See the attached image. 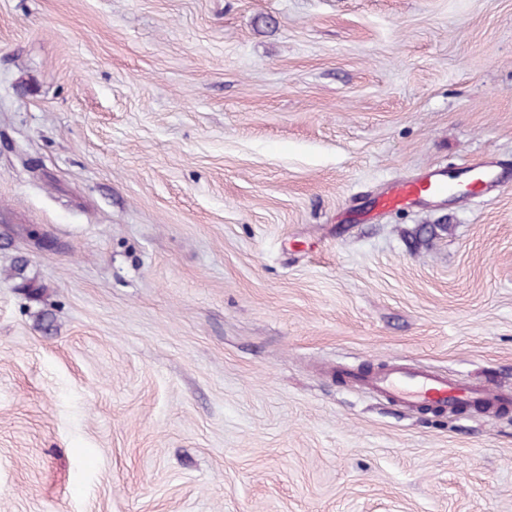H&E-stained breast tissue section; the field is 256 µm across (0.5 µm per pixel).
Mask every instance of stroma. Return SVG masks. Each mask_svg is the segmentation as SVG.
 Returning a JSON list of instances; mask_svg holds the SVG:
<instances>
[{
	"label": "stroma",
	"mask_w": 512,
	"mask_h": 512,
	"mask_svg": "<svg viewBox=\"0 0 512 512\" xmlns=\"http://www.w3.org/2000/svg\"><path fill=\"white\" fill-rule=\"evenodd\" d=\"M477 158L512 0H0V512H512V409L345 379L512 395V177L372 208ZM445 174L428 167L419 177L407 181H395L377 199L384 210L402 209L407 206H425L438 200L455 201L462 195L455 191ZM27 268L28 264L24 260L16 258L11 266V277L19 281V288H22L30 299L37 301L42 296L44 287L29 276ZM357 381L388 401L406 408L432 403L449 411L466 404H480L490 411L508 407L512 398L484 385L454 380L408 365H392Z\"/></svg>",
	"instance_id": "35a3bbf8"
}]
</instances>
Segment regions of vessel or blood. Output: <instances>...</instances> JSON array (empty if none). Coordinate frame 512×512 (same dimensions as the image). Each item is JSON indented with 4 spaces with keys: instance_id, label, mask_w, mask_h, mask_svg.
<instances>
[{
    "instance_id": "b4317fda",
    "label": "vessel or blood",
    "mask_w": 512,
    "mask_h": 512,
    "mask_svg": "<svg viewBox=\"0 0 512 512\" xmlns=\"http://www.w3.org/2000/svg\"><path fill=\"white\" fill-rule=\"evenodd\" d=\"M469 182L482 189L496 186L505 176L489 159L472 160L460 168ZM460 194L437 168H427L419 177L397 181L378 197L382 209H401L407 206H425L437 201H454ZM361 384L377 392L388 401L406 407L417 408L434 404L448 410L466 404H479L496 411L512 404V396L484 385L454 380L431 371L396 364L379 372L362 376Z\"/></svg>"
}]
</instances>
